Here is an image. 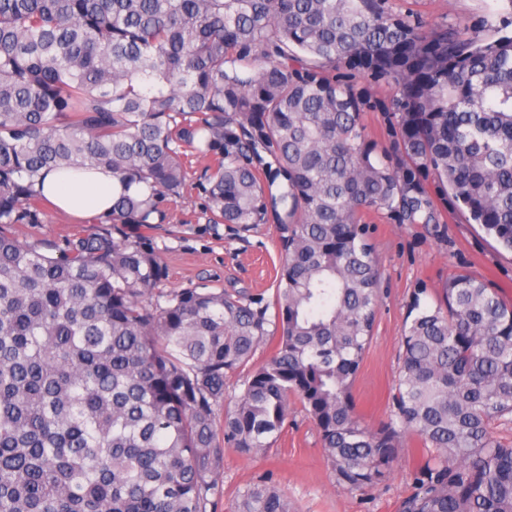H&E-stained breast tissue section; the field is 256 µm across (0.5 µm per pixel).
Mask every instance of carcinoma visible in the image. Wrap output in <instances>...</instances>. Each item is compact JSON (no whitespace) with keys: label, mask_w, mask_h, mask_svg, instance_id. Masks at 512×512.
Here are the masks:
<instances>
[{"label":"carcinoma","mask_w":512,"mask_h":512,"mask_svg":"<svg viewBox=\"0 0 512 512\" xmlns=\"http://www.w3.org/2000/svg\"><path fill=\"white\" fill-rule=\"evenodd\" d=\"M392 89L393 146L364 87ZM104 166L106 216L169 220L197 169L210 224H272V297L160 287L146 238L21 241L45 173ZM454 209L512 252V33L390 0H0V512H213L222 448L258 458L298 406L350 493L424 461L398 512H512V302L467 273L413 298L390 414L353 387L381 301L364 217ZM267 353L256 365L259 352ZM241 391L226 403V380ZM233 512H295L270 481ZM371 93L372 105L369 111L363 114V123L369 138L378 146L390 147L392 138L390 134L389 114L383 108L391 97L390 85L385 82L367 83Z\"/></svg>","instance_id":"obj_1"}]
</instances>
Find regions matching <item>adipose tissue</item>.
<instances>
[{
	"mask_svg": "<svg viewBox=\"0 0 512 512\" xmlns=\"http://www.w3.org/2000/svg\"><path fill=\"white\" fill-rule=\"evenodd\" d=\"M40 190L64 213L89 219L111 212L120 187L110 169L96 166L49 173L43 178Z\"/></svg>",
	"mask_w": 512,
	"mask_h": 512,
	"instance_id": "1",
	"label": "adipose tissue"
}]
</instances>
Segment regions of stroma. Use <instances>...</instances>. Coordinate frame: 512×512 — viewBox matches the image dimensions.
<instances>
[{"instance_id":"obj_1","label":"stroma","mask_w":512,"mask_h":512,"mask_svg":"<svg viewBox=\"0 0 512 512\" xmlns=\"http://www.w3.org/2000/svg\"><path fill=\"white\" fill-rule=\"evenodd\" d=\"M391 7L400 15L452 24L485 40L495 38L497 28L512 19V0H392ZM369 89L372 107L364 112L363 123L372 141L390 146V120L384 106L391 88L381 81L370 83ZM198 212V191L190 186L172 205L169 223L155 225L144 234L128 225L119 232L132 238L146 235L160 250L168 269L165 287L205 283L213 288L274 293L280 247L272 225L246 231L234 224L207 223ZM365 221L380 262L383 296L354 395L359 415L375 426L389 413L401 336L413 297L435 304L449 274L464 271L512 300V252L452 211L432 231L375 212L366 215ZM102 229L99 219L77 220L53 210L42 223L14 224L9 232L20 239L61 245L73 234ZM422 460L419 442L407 439L386 486L348 493L337 487L315 427L296 407L266 456L248 458L225 450L215 512H229L239 490L262 477L274 483L297 512H397L399 500L410 490L411 473Z\"/></svg>"}]
</instances>
